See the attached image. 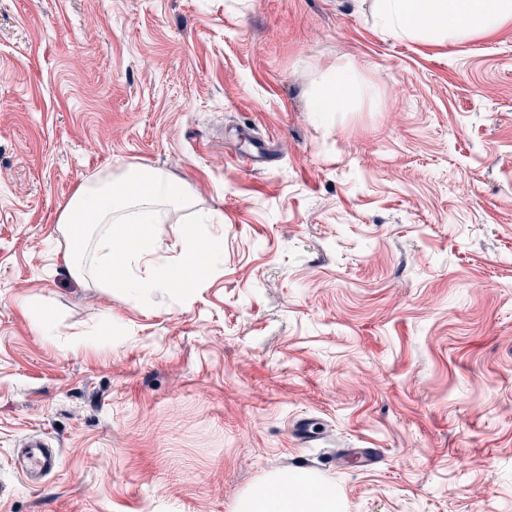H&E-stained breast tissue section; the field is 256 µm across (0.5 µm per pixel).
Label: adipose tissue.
I'll list each match as a JSON object with an SVG mask.
<instances>
[{
    "label": "adipose tissue",
    "instance_id": "adipose-tissue-1",
    "mask_svg": "<svg viewBox=\"0 0 512 512\" xmlns=\"http://www.w3.org/2000/svg\"><path fill=\"white\" fill-rule=\"evenodd\" d=\"M377 12L390 34L423 31L464 42L512 21V0H377ZM190 204L189 188L160 171L87 180L58 217L68 274L103 288L116 280L136 287L133 270L156 253L155 227L163 223L166 208ZM182 239L183 254L160 276V286L189 287L193 270L201 266L197 225H184ZM235 512H341V504L335 489L322 487L310 474L278 471L245 492Z\"/></svg>",
    "mask_w": 512,
    "mask_h": 512
}]
</instances>
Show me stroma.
<instances>
[{
	"mask_svg": "<svg viewBox=\"0 0 512 512\" xmlns=\"http://www.w3.org/2000/svg\"><path fill=\"white\" fill-rule=\"evenodd\" d=\"M132 169L194 192L154 264L200 225L196 288L70 279L59 214ZM36 433L61 455L33 484ZM289 470L344 512H512V21L0 0V512H232ZM331 83H333V91L328 95L319 98L315 102V111L318 112H331L338 107L340 97L349 92L350 87L348 85L349 80L340 74H336V76L331 78ZM335 93H336V101H335Z\"/></svg>",
	"mask_w": 512,
	"mask_h": 512,
	"instance_id": "stroma-1",
	"label": "stroma"
}]
</instances>
